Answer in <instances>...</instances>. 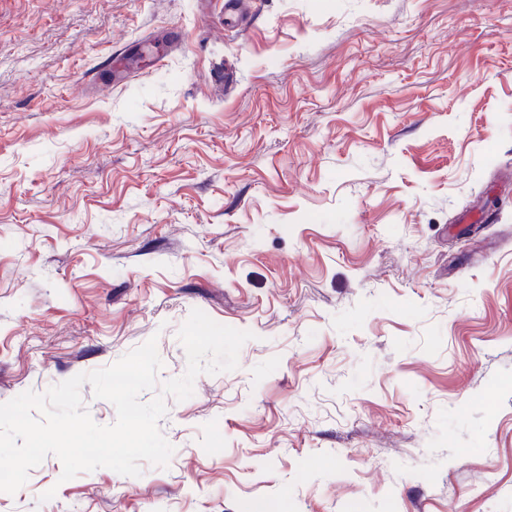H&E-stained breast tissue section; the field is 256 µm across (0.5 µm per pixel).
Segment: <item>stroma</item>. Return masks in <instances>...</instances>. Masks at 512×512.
<instances>
[{
    "label": "stroma",
    "mask_w": 512,
    "mask_h": 512,
    "mask_svg": "<svg viewBox=\"0 0 512 512\" xmlns=\"http://www.w3.org/2000/svg\"><path fill=\"white\" fill-rule=\"evenodd\" d=\"M195 309L167 467L0 512H512V0H0V403Z\"/></svg>",
    "instance_id": "1"
}]
</instances>
